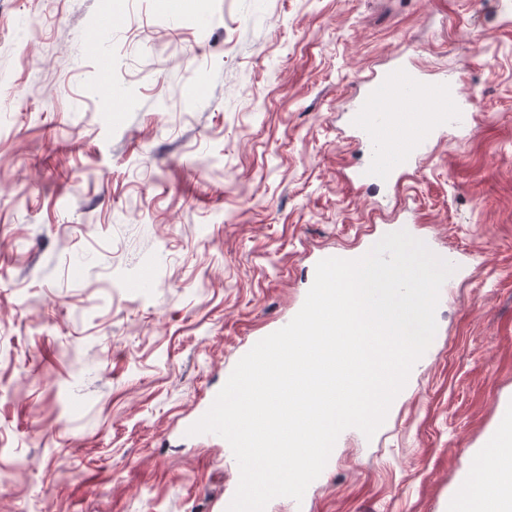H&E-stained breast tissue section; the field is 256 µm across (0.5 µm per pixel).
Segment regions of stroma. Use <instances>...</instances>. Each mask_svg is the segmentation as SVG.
Listing matches in <instances>:
<instances>
[{"label":"stroma","mask_w":512,"mask_h":512,"mask_svg":"<svg viewBox=\"0 0 512 512\" xmlns=\"http://www.w3.org/2000/svg\"><path fill=\"white\" fill-rule=\"evenodd\" d=\"M398 52L476 93V129L359 187L344 112ZM389 226L461 254V286L308 512H442L494 480L512 0H0V512H212L233 464L179 424L300 303L308 254H366Z\"/></svg>","instance_id":"1"}]
</instances>
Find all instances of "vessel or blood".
<instances>
[{
	"instance_id": "1",
	"label": "vessel or blood",
	"mask_w": 512,
	"mask_h": 512,
	"mask_svg": "<svg viewBox=\"0 0 512 512\" xmlns=\"http://www.w3.org/2000/svg\"><path fill=\"white\" fill-rule=\"evenodd\" d=\"M364 92L347 115L349 126L369 149L366 165L353 172L360 183H388L422 159L432 141L454 132L471 136L476 115L460 104L461 89L440 76L427 79L397 64L382 74H368ZM490 448L512 447V404L500 405L498 420L486 441ZM496 512H512V471L496 476Z\"/></svg>"
}]
</instances>
